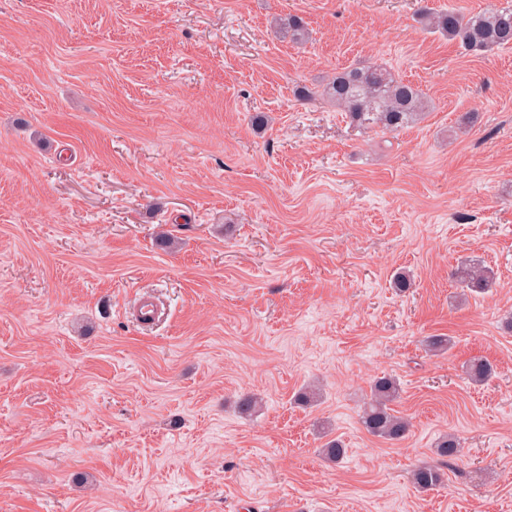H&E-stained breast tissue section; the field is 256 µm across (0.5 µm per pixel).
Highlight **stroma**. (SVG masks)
Wrapping results in <instances>:
<instances>
[{"label": "stroma", "mask_w": 512, "mask_h": 512, "mask_svg": "<svg viewBox=\"0 0 512 512\" xmlns=\"http://www.w3.org/2000/svg\"><path fill=\"white\" fill-rule=\"evenodd\" d=\"M508 1L0 0V512H512V47L420 17ZM354 64L428 112L299 97ZM383 374L400 442L358 423ZM464 372L467 378L474 384H484L494 374L491 363L482 357H472L464 365ZM444 475L445 473L439 465L425 464L411 471L410 482L416 489L427 491L442 484Z\"/></svg>", "instance_id": "1"}]
</instances>
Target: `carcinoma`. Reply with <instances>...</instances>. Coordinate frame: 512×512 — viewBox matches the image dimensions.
<instances>
[{"label":"carcinoma","instance_id":"cac0c4a2","mask_svg":"<svg viewBox=\"0 0 512 512\" xmlns=\"http://www.w3.org/2000/svg\"><path fill=\"white\" fill-rule=\"evenodd\" d=\"M429 27L459 43L468 51L487 53L512 46V5L487 14L471 15L448 9L440 13L423 15ZM284 35L293 42H301L307 32L296 16L280 23ZM322 95L345 112L351 121L375 124L385 130L395 131L416 120L427 110L421 90L409 81L395 76L381 66H352L337 72L323 85ZM460 278L468 286L486 289L493 282L487 270L464 267ZM453 344L449 336H431L425 342L428 351L438 354L448 351ZM467 378L474 384H484L494 374L491 363L482 357H472L464 365ZM400 394V384L392 376L375 379L371 395L359 414L362 427L372 436L385 441H399L410 431V421L393 408ZM459 445L452 437L442 438L436 453L442 458L453 459ZM322 459L338 463L345 448L337 440H329L319 449ZM444 480V471L436 464H425L413 469L410 482L420 490H431Z\"/></svg>","mask_w":512,"mask_h":512}]
</instances>
